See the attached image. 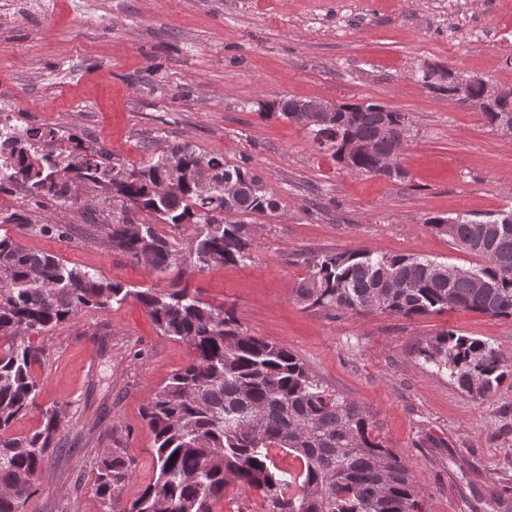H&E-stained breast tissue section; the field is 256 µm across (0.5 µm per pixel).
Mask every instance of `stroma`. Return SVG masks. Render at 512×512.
Instances as JSON below:
<instances>
[{
	"label": "stroma",
	"instance_id": "stroma-1",
	"mask_svg": "<svg viewBox=\"0 0 512 512\" xmlns=\"http://www.w3.org/2000/svg\"><path fill=\"white\" fill-rule=\"evenodd\" d=\"M439 64L512 88V0H0V96L22 127H53L128 167L188 142L258 174L282 208L256 215L253 258L204 272L181 264L203 300L234 310L248 333L295 354L330 390L369 413L405 461L424 512H495L512 500V375L493 396L462 393L425 364L421 342L439 332L487 340L512 360V321L452 310L412 318L306 307L296 296L308 259L365 250L469 267L428 224L512 209V137L479 112L427 88ZM279 98L372 101L408 113L404 180L351 172L318 151L297 124L262 118ZM26 211L70 236L18 227ZM100 271L133 294L85 310L35 337L38 406L13 434L65 408L25 512H102L84 452L123 449L135 499L157 475L143 408L184 367V343L159 335L136 291L169 289L145 265L104 250L83 214L0 194V235Z\"/></svg>",
	"mask_w": 512,
	"mask_h": 512
}]
</instances>
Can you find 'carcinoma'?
<instances>
[{
    "instance_id": "carcinoma-1",
    "label": "carcinoma",
    "mask_w": 512,
    "mask_h": 512,
    "mask_svg": "<svg viewBox=\"0 0 512 512\" xmlns=\"http://www.w3.org/2000/svg\"><path fill=\"white\" fill-rule=\"evenodd\" d=\"M434 86L464 103L481 92ZM292 98L268 103L265 113L292 120ZM328 129L319 113H301V126L321 151L356 173H375L377 159L400 147L410 132L408 115L377 103H347ZM54 128H29L0 142V193L20 187L34 204L78 205L84 186L102 188L84 210L102 231L100 246L126 255L164 277L182 261L199 272L252 259L254 233L245 217L273 215L278 199L262 179L183 142L156 153L142 168L114 164L102 151L72 137L56 154L40 149ZM239 189L224 193V183ZM428 219L436 232L475 257L470 268L449 267L413 255H373L364 250L325 253L309 261L296 288L309 308L413 317L465 310L512 320V223L503 215ZM19 227L65 237L62 224L38 225L13 214ZM189 231L169 239L157 225ZM131 290L97 271L69 267L48 252L0 235V512H24L40 467L56 447L64 409H41L43 422L24 435L14 422L37 406L34 366L41 336L87 309L104 311ZM159 334L184 343L191 358L159 387L144 408L153 434L158 475L133 501L122 491L133 463L119 448L92 458L97 496L105 512H214L236 484L257 494L268 512H424L422 492L405 461L383 444L357 402L330 391L280 345L244 331L224 306L197 297L189 284L136 292ZM418 356L469 396H491L512 370L488 341L443 331L421 343ZM299 462L282 470L274 451Z\"/></svg>"
}]
</instances>
